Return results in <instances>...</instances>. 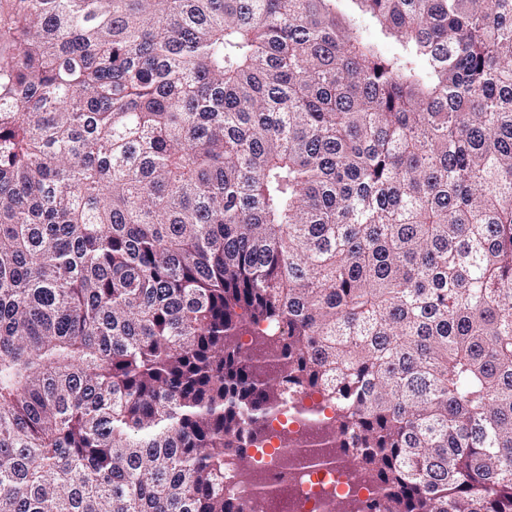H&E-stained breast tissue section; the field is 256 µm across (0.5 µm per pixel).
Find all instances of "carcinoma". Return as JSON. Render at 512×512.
I'll return each instance as SVG.
<instances>
[{
  "mask_svg": "<svg viewBox=\"0 0 512 512\" xmlns=\"http://www.w3.org/2000/svg\"><path fill=\"white\" fill-rule=\"evenodd\" d=\"M341 2L0 0V512H512V0ZM291 407L284 406L272 425L270 441L264 448L256 449L257 468L262 472L267 485L281 488L287 499L280 511H273L271 502L257 493L248 481L236 479L235 492L250 501V512H329L331 503L353 486L356 494L365 488L352 485L349 476L334 467L288 468L282 465L283 439L288 431V439L297 436L302 426L296 421ZM367 491V490H366Z\"/></svg>",
  "mask_w": 512,
  "mask_h": 512,
  "instance_id": "cac0c4a2",
  "label": "carcinoma"
}]
</instances>
